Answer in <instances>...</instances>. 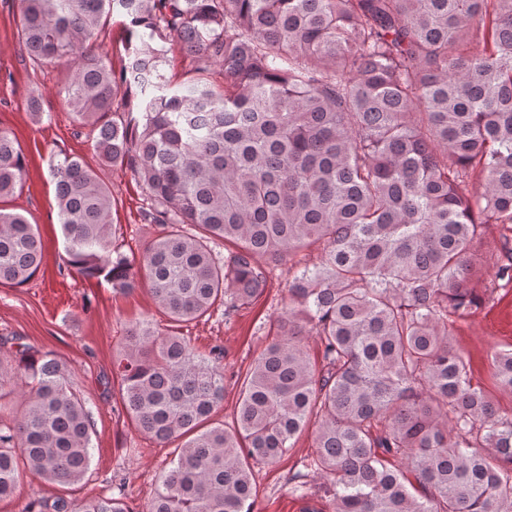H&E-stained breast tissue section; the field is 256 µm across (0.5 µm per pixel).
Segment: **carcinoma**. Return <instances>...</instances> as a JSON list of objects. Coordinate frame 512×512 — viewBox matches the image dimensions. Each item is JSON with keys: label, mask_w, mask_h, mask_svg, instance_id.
<instances>
[{"label": "carcinoma", "mask_w": 512, "mask_h": 512, "mask_svg": "<svg viewBox=\"0 0 512 512\" xmlns=\"http://www.w3.org/2000/svg\"><path fill=\"white\" fill-rule=\"evenodd\" d=\"M30 63L67 66L62 87L91 157L59 153L65 263L127 292L141 283L177 323L262 295L259 255L310 244L288 281L276 338L224 400L223 351L130 328L113 365L127 414L160 443L184 439L149 512H255L252 465L271 464L320 413L310 466L336 512H512V415L471 383L448 317L471 312L480 229L512 224V0H18ZM125 19L120 71L98 34ZM192 61L184 88L164 73ZM224 72V85L212 71ZM145 189L164 226L140 259L112 246L98 166ZM26 158L0 132V284L39 271L37 226L5 205ZM212 239L236 245L215 257ZM322 344L318 371L300 344ZM512 393V350L492 361ZM65 365L18 344L0 387L25 406L0 426V498L22 470L79 481L89 411ZM414 473L422 493L408 488ZM26 512H125L117 498L34 501Z\"/></svg>", "instance_id": "obj_1"}]
</instances>
